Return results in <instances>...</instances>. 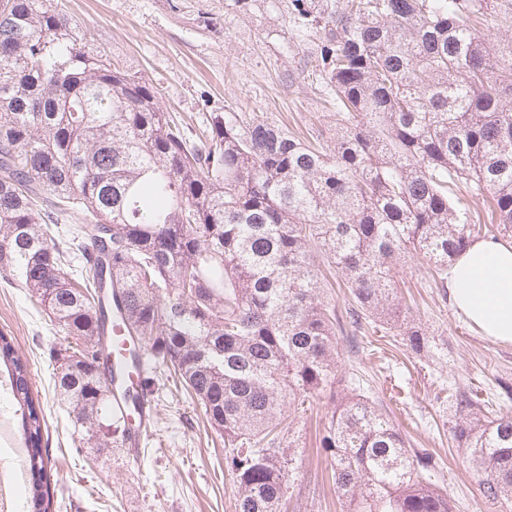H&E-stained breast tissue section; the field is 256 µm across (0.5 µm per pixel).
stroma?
<instances>
[{"label": "stroma", "mask_w": 512, "mask_h": 512, "mask_svg": "<svg viewBox=\"0 0 512 512\" xmlns=\"http://www.w3.org/2000/svg\"><path fill=\"white\" fill-rule=\"evenodd\" d=\"M87 30L89 44L164 90L163 106L198 131L204 112L254 113L304 141L329 145L336 123L310 64L318 38L284 23L276 0H255L251 12L232 0H63ZM402 292L414 297L413 316L442 354L412 353L398 336L369 328L350 353L338 340V371L381 401L414 448L430 453L434 481L456 512H497L483 501L478 478L462 462L448 428L449 403L440 387L465 389L512 411V400L494 399L499 381L512 382V344H500L470 325L445 289L428 284L425 271L402 272ZM0 331L13 336L27 360L29 382L47 423V479L51 512H234L235 488L224 471V442L190 401L170 397L155 404L154 435L138 461L124 449L93 455L75 434L68 408L56 397L49 351L62 341L46 311L26 289L0 280ZM329 410L319 399L294 426L302 467L282 512H346L333 486L330 463L317 440Z\"/></svg>", "instance_id": "1"}]
</instances>
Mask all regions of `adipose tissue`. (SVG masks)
<instances>
[{"mask_svg": "<svg viewBox=\"0 0 512 512\" xmlns=\"http://www.w3.org/2000/svg\"><path fill=\"white\" fill-rule=\"evenodd\" d=\"M448 297L493 341L512 343V241L473 243L448 270Z\"/></svg>", "mask_w": 512, "mask_h": 512, "instance_id": "obj_1", "label": "adipose tissue"}]
</instances>
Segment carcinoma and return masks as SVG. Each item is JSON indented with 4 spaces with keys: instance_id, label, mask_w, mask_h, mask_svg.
I'll return each mask as SVG.
<instances>
[{
    "instance_id": "carcinoma-1",
    "label": "carcinoma",
    "mask_w": 512,
    "mask_h": 512,
    "mask_svg": "<svg viewBox=\"0 0 512 512\" xmlns=\"http://www.w3.org/2000/svg\"><path fill=\"white\" fill-rule=\"evenodd\" d=\"M512 0H287L319 36L315 75L336 105L326 152L263 117L205 112L200 137L163 89L80 46L58 0H0V277L25 288L66 345L54 392L92 450L131 438L112 410V316L146 377L126 400L183 391L224 437L235 512H278L301 452L292 415L332 389L319 433L347 512H453L386 410L335 388L336 332L368 319L419 354L432 346L393 271L435 284L482 233H512V42L480 20ZM464 184L498 223L481 226ZM83 214L80 224L61 218ZM341 273L346 316L323 296ZM28 451L27 512H48L45 419L27 365L0 333ZM452 432L486 502L512 507V414L450 394Z\"/></svg>"
}]
</instances>
